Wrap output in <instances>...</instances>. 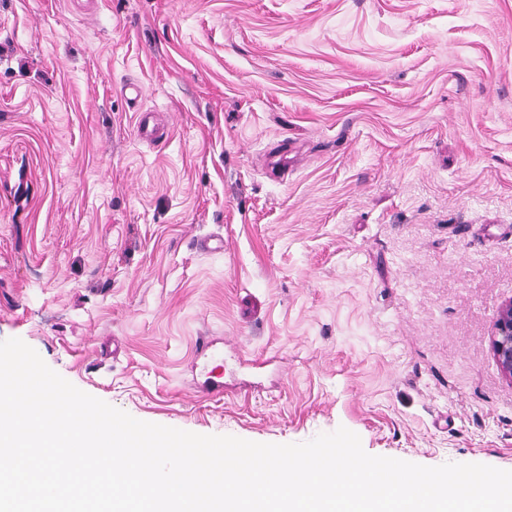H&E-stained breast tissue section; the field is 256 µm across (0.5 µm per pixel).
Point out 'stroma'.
<instances>
[{
    "label": "stroma",
    "instance_id": "1",
    "mask_svg": "<svg viewBox=\"0 0 512 512\" xmlns=\"http://www.w3.org/2000/svg\"><path fill=\"white\" fill-rule=\"evenodd\" d=\"M508 299L512 0H0V341L80 390L512 470ZM491 349L502 376L512 383V299L499 308Z\"/></svg>",
    "mask_w": 512,
    "mask_h": 512
}]
</instances>
